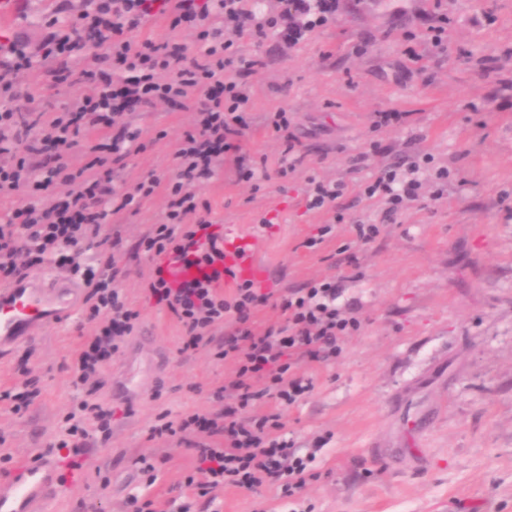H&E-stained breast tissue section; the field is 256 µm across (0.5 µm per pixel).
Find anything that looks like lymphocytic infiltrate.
Here are the masks:
<instances>
[{
  "mask_svg": "<svg viewBox=\"0 0 512 512\" xmlns=\"http://www.w3.org/2000/svg\"><path fill=\"white\" fill-rule=\"evenodd\" d=\"M279 3V12L259 17L244 8L243 0H219L217 15L209 0H85L72 21H49L36 51L19 37L0 40V143L12 145L0 157V203L29 199L0 219V287L24 280L27 269L54 256L79 269L76 249L89 238L103 249L118 248L122 239L103 233L105 220L165 191L162 218L138 245L154 264L145 291L179 322L182 352L209 345L216 326L232 323L216 355L233 359L236 371L214 392L223 409L177 421L159 416L150 437L195 448L194 471L184 485L193 499L210 505L226 488L251 491L269 479L291 499L311 479L316 454L300 453L282 437L280 413L253 417L248 410L265 397L288 407L298 403L312 389L311 379L299 372L301 362L334 359L344 337L361 325L337 306L335 283L315 281L280 296L283 326L258 331L254 314L270 296L225 267L224 236L209 218L206 181L223 170L225 159L237 156L251 124L249 91L234 74L264 64L259 56H238L223 31L293 46L331 23L338 7V0ZM156 16L170 29L194 30L196 52L141 36ZM37 63L46 66L48 87L69 90L71 101L64 108H34L35 98L20 76ZM158 102L195 114L174 152L176 172L170 177L151 172L116 189L108 160L138 155L143 148L138 134L120 119ZM89 130L101 133L97 154L86 167L73 169L69 157ZM428 164L416 158L387 169L363 183L361 191L383 198L389 212H397L420 199L419 173ZM59 185L65 193H56ZM170 260L198 266L201 274L173 281L166 266ZM114 280L107 273L88 284L85 302L100 328L74 355L75 386L97 376L135 330L138 314L126 306Z\"/></svg>",
  "mask_w": 512,
  "mask_h": 512,
  "instance_id": "obj_1",
  "label": "lymphocytic infiltrate"
}]
</instances>
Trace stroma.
Masks as SVG:
<instances>
[{
  "mask_svg": "<svg viewBox=\"0 0 512 512\" xmlns=\"http://www.w3.org/2000/svg\"><path fill=\"white\" fill-rule=\"evenodd\" d=\"M57 4L23 0L0 22V39L36 45ZM442 10L452 24L441 50L427 39L431 0H339L334 22L294 48L237 41L264 65L243 76L251 126L241 161L208 184L210 218L225 238L254 243L264 290L333 280L337 305L361 327L336 359L302 363L313 388L298 404L281 410L266 398L250 409L281 410L287 438L316 449L299 500L271 484L228 488L196 512H512V0H442ZM280 109L302 157L285 177L283 142L265 121ZM383 112L404 119L377 125ZM124 120L145 149L115 170L118 185L168 171L192 114L160 104ZM424 153L455 174L440 198L390 214L362 194L382 169ZM241 163L256 165V181L238 179ZM312 178L344 183L343 223L307 209ZM166 204L157 194L118 226L111 267L139 320L95 384V401L115 410L112 434H90L83 479L55 512H126L132 494L180 495L196 451L151 440L150 430L162 413L217 409L212 393L233 375L232 360L210 349L181 352L180 325L144 293L153 266L137 243ZM359 221L378 227L369 242L356 238ZM326 223L320 248H306ZM98 327L80 301L69 320L0 354V392L28 380L41 390L18 413L0 399V482L22 462L58 455L85 398L72 356ZM148 453L166 459L149 488L133 465Z\"/></svg>",
  "mask_w": 512,
  "mask_h": 512,
  "instance_id": "obj_1",
  "label": "stroma"
}]
</instances>
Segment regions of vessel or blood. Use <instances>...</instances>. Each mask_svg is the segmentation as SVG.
Segmentation results:
<instances>
[{
	"mask_svg": "<svg viewBox=\"0 0 512 512\" xmlns=\"http://www.w3.org/2000/svg\"><path fill=\"white\" fill-rule=\"evenodd\" d=\"M238 278L262 274L253 247L230 245L224 259ZM71 291L51 284L25 280L0 289V349L30 335L35 328L64 321L74 312ZM64 463L60 458L39 456L19 467L0 483V512H49L63 495L54 475Z\"/></svg>",
	"mask_w": 512,
	"mask_h": 512,
	"instance_id": "b4317fda",
	"label": "vessel or blood"
}]
</instances>
